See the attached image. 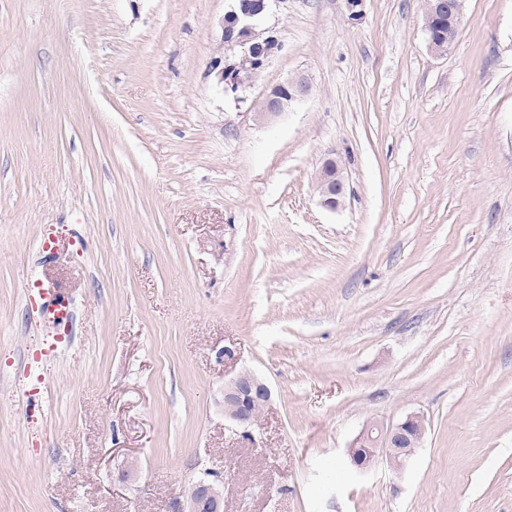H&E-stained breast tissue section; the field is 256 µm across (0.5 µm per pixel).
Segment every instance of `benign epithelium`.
Returning <instances> with one entry per match:
<instances>
[{
  "label": "benign epithelium",
  "instance_id": "7a95c632",
  "mask_svg": "<svg viewBox=\"0 0 512 512\" xmlns=\"http://www.w3.org/2000/svg\"><path fill=\"white\" fill-rule=\"evenodd\" d=\"M274 0H235V5L224 17L222 41L230 54L214 61L212 70L224 90L236 93L255 84V75L281 50L278 38L260 27ZM463 14L462 0H434L425 14V30L431 51L446 55L452 48ZM310 92L308 78L301 74L266 91L254 119L265 122L278 117L292 104L306 98ZM319 203L329 210H337L346 192V180L339 160H323L316 177ZM271 398L269 387L255 374L244 370L224 384V417L235 427L248 431L255 423L253 405L267 404ZM426 434V421L420 413L409 414L399 423L380 428L372 425L360 433L350 448L351 465L364 471L383 455L391 465L400 468L406 459L420 447ZM219 489L204 480L197 484L195 495L186 498L184 512H220Z\"/></svg>",
  "mask_w": 512,
  "mask_h": 512
}]
</instances>
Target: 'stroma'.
<instances>
[{"mask_svg":"<svg viewBox=\"0 0 512 512\" xmlns=\"http://www.w3.org/2000/svg\"><path fill=\"white\" fill-rule=\"evenodd\" d=\"M230 7L0 0V512H178L207 469L224 512H512V0H463L441 57L426 0H276L237 94ZM416 412L402 468L352 470ZM235 5L224 17L222 41L229 55L214 61L216 73L224 91L237 93L254 86L255 75L281 50L278 38L260 27L275 0H235ZM309 92L310 84L304 74L277 85L263 94L254 112V119L257 122H265L278 117L288 111L292 104L306 98ZM319 203L329 210H337L346 192L343 167L335 157L323 160L316 177ZM42 313L44 320L55 328L64 326L72 317L69 303L60 296L46 299L42 306ZM271 391L255 374L244 370L224 384V417L235 427L248 432L255 423L253 405L269 402ZM426 434L423 414H409L390 428L372 425L360 433L350 448L351 465L358 471L369 468L380 455H385L391 465L400 468L406 459L420 447Z\"/></svg>","mask_w":512,"mask_h":512,"instance_id":"stroma-1","label":"stroma"}]
</instances>
